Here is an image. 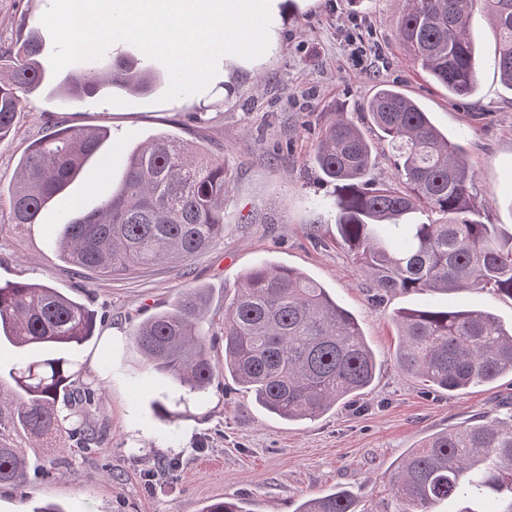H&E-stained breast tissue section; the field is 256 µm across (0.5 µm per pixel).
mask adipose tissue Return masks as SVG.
Instances as JSON below:
<instances>
[{"mask_svg": "<svg viewBox=\"0 0 512 512\" xmlns=\"http://www.w3.org/2000/svg\"><path fill=\"white\" fill-rule=\"evenodd\" d=\"M301 0H64L71 26L112 29V47L138 43L163 54L195 83L207 82L204 58L222 56L225 73L248 69L272 55Z\"/></svg>", "mask_w": 512, "mask_h": 512, "instance_id": "1", "label": "adipose tissue"}]
</instances>
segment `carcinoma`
<instances>
[{
  "label": "carcinoma",
  "instance_id": "obj_1",
  "mask_svg": "<svg viewBox=\"0 0 512 512\" xmlns=\"http://www.w3.org/2000/svg\"><path fill=\"white\" fill-rule=\"evenodd\" d=\"M395 34L417 67L454 97L476 89L475 48L468 20L476 8L498 32L494 69L512 91V0H406ZM41 43L0 48L12 59L0 72V138L8 135L22 95L44 81ZM161 76L134 60L90 61L60 86L70 98L105 87L146 94ZM364 111L395 158L399 185L371 177L372 146L345 118L323 128L313 165L336 185V231L372 300L388 293L447 294L493 290L512 298V232L486 224L470 194L473 173L462 145L440 132L416 101L380 85ZM109 138L102 126L60 124L21 157L9 197L14 224H37L55 196L89 170ZM230 176L224 162L168 134L137 146L118 187L101 206L71 218L52 238L60 257L104 277L157 265L176 267L224 240ZM204 288H185L170 307L133 332L151 370L201 400L219 377L202 324ZM397 361L408 373L445 391L512 375V328L462 305L429 303L394 314ZM94 313L38 283L0 284V338L18 350L10 393L0 392V486L29 481L23 446L41 442L67 451V438L99 443L88 424L91 391L75 387L72 353L94 334ZM224 373L268 412L288 420L315 418L371 385L375 356L352 312L305 273L267 261L245 273L224 304ZM185 399L159 394L154 413L169 424L188 417ZM379 512H437L442 502L508 493L499 512H512V422L500 420L443 431L410 449L390 480ZM297 512H356L347 489H335Z\"/></svg>",
  "mask_w": 512,
  "mask_h": 512
}]
</instances>
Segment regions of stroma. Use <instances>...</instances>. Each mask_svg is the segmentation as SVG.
I'll return each instance as SVG.
<instances>
[{"mask_svg":"<svg viewBox=\"0 0 512 512\" xmlns=\"http://www.w3.org/2000/svg\"><path fill=\"white\" fill-rule=\"evenodd\" d=\"M52 3L0 0V46L40 36L46 74L42 86L25 96L11 134L0 140V185H9L20 157L53 124L104 126L110 137L92 164L93 176L76 179L48 206L41 224H12L9 197L0 196V282L45 283L94 311L95 333L74 358L81 386L97 393L90 419L109 438L93 453L70 441L62 465L52 449H28L31 462L56 470L49 478L31 472L25 490L0 489V512H26L24 491L65 512H201L220 499L239 502L245 512H297L303 501L339 487L371 512L388 496L391 475L408 449L454 426L512 417L511 375L437 393L400 368L394 313L444 305L448 298L395 293L372 302L368 282L336 233L328 205L335 187L311 163L341 103L372 144L373 177L396 183L391 152L361 110L377 83H393L463 146L474 175L470 191L485 223L512 225V91L494 71L495 34L485 12L469 20L477 85L466 98L449 97L397 41L401 0H310L289 18L273 56L228 80L220 58H212L203 85L180 76L164 57L146 59L139 46L113 51L111 31L99 32L97 62L132 57L152 65L164 81L148 94L103 90L76 100L55 88L85 59L70 45V33L51 19ZM357 44L367 50L360 61L352 55ZM162 133L203 144L228 169L232 191L223 243L175 268L79 281L51 243L58 225L98 208L119 185L130 151ZM317 199L326 207L314 208ZM265 260L306 273L356 316L380 362L375 383L354 402L288 422L219 377L202 402L191 405L188 418L173 425L157 418L150 401L183 389L142 364L130 339L135 326L165 309L181 289L205 287L204 330L215 336L213 362L223 365L224 299ZM169 460L175 469L160 476Z\"/></svg>","mask_w":512,"mask_h":512,"instance_id":"obj_1","label":"stroma"}]
</instances>
